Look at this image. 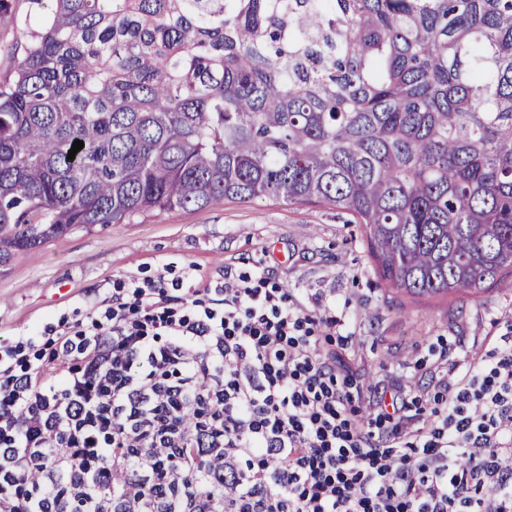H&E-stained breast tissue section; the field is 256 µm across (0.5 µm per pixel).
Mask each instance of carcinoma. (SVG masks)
Instances as JSON below:
<instances>
[{
  "mask_svg": "<svg viewBox=\"0 0 512 512\" xmlns=\"http://www.w3.org/2000/svg\"><path fill=\"white\" fill-rule=\"evenodd\" d=\"M43 2L0 81V272L78 227L282 199L350 213L408 296L512 276V0ZM186 485L223 504L206 468Z\"/></svg>",
  "mask_w": 512,
  "mask_h": 512,
  "instance_id": "obj_1",
  "label": "carcinoma"
}]
</instances>
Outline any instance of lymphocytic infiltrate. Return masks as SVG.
Masks as SVG:
<instances>
[{"label": "lymphocytic infiltrate", "instance_id": "obj_1", "mask_svg": "<svg viewBox=\"0 0 512 512\" xmlns=\"http://www.w3.org/2000/svg\"><path fill=\"white\" fill-rule=\"evenodd\" d=\"M337 324L262 259L181 295L128 277L0 356V512H60L62 487L81 512H219L184 486L201 462L220 512H512V338L388 388L323 344Z\"/></svg>", "mask_w": 512, "mask_h": 512}]
</instances>
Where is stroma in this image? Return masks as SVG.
Instances as JSON below:
<instances>
[{"label": "stroma", "instance_id": "stroma-1", "mask_svg": "<svg viewBox=\"0 0 512 512\" xmlns=\"http://www.w3.org/2000/svg\"><path fill=\"white\" fill-rule=\"evenodd\" d=\"M34 13L30 0H10L0 19V77L17 57L7 48ZM273 252L277 279L289 288H326L342 324L332 344L353 370L405 377L427 372L436 353L476 358L512 334V277L473 296L410 297L374 271L362 228L350 215L315 204L263 199L202 210L156 212L134 224L80 228L20 254L0 273V351L48 326L77 328L116 280L155 276L183 283L196 265L210 276L224 266L252 270Z\"/></svg>", "mask_w": 512, "mask_h": 512}]
</instances>
